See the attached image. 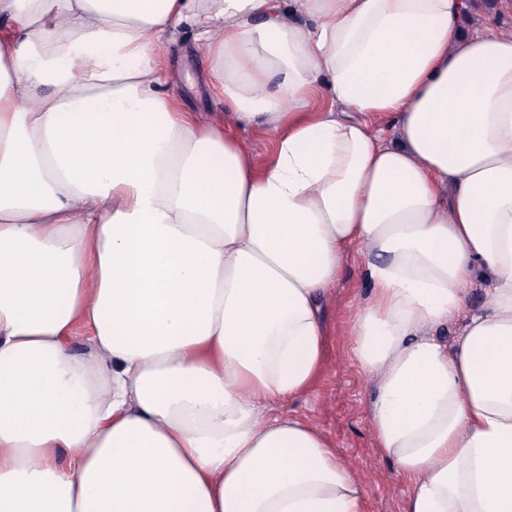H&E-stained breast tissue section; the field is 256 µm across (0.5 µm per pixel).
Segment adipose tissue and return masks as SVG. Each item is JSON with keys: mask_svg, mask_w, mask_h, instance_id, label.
Instances as JSON below:
<instances>
[{"mask_svg": "<svg viewBox=\"0 0 512 512\" xmlns=\"http://www.w3.org/2000/svg\"><path fill=\"white\" fill-rule=\"evenodd\" d=\"M473 8L0 0V512H363L270 412L320 373L354 249L404 512H512V30ZM185 25L219 117L170 89ZM244 139L253 149L258 169H263L272 150L271 138L260 128L251 127L242 133Z\"/></svg>", "mask_w": 512, "mask_h": 512, "instance_id": "adipose-tissue-1", "label": "adipose tissue"}]
</instances>
